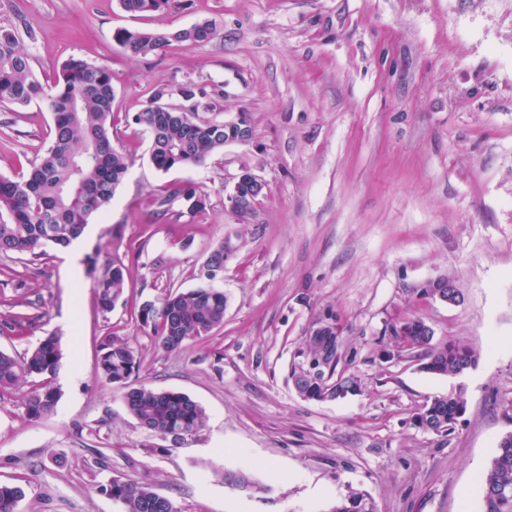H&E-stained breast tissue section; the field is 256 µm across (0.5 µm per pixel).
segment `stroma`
Returning a JSON list of instances; mask_svg holds the SVG:
<instances>
[{
	"mask_svg": "<svg viewBox=\"0 0 512 512\" xmlns=\"http://www.w3.org/2000/svg\"><path fill=\"white\" fill-rule=\"evenodd\" d=\"M207 44L133 55L118 29L186 28ZM33 71L53 85L65 60L108 65L114 143L132 165L110 204L37 261L0 255V351L23 358L61 340L55 412L29 420V383L0 394V482L26 490L18 512H122L98 490L154 485L178 512H330L362 496L374 512H482L477 480L512 433V0H173L145 15L119 0H0ZM34 38H27V31ZM193 84L245 113L244 144L202 166L150 161L134 121L161 86ZM47 99L0 105V176H27L51 144ZM267 184L247 221L225 197L242 168ZM194 186L206 207L159 198ZM224 323L178 350L160 347L141 305L199 286L221 241ZM118 257L127 285L96 306L89 259ZM461 296L427 295L440 279ZM420 317L434 344L478 355L459 378L421 370L391 327ZM336 324L337 373L357 392L309 400L292 370L314 330ZM129 339L132 385L187 394L204 429L173 442L142 428L99 370L106 336ZM463 392L453 432L420 427L431 400ZM252 488L225 487L221 471Z\"/></svg>",
	"mask_w": 512,
	"mask_h": 512,
	"instance_id": "stroma-1",
	"label": "stroma"
}]
</instances>
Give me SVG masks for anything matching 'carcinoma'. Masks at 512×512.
Instances as JSON below:
<instances>
[{
    "mask_svg": "<svg viewBox=\"0 0 512 512\" xmlns=\"http://www.w3.org/2000/svg\"><path fill=\"white\" fill-rule=\"evenodd\" d=\"M132 14L159 11L170 0H121ZM215 34L213 23L205 21L175 32L127 30L115 33V42L137 54L148 55L171 42L201 45ZM48 97L53 114L52 141L29 176L13 180L0 176V255L34 253L46 243L66 248L84 232L90 216L110 203L115 189L129 168V155L113 143L112 105L115 98L112 73L104 65L71 57L61 74L45 91L36 78L30 55L19 47L15 27L0 25V104L24 105ZM177 96L181 105L165 99ZM215 109L206 93L192 84L159 87L150 106L135 116L136 123L151 134L150 160L163 172L172 168L201 165L220 153L229 137L224 123L199 116ZM179 199L191 212L205 209L206 198L189 186L172 188L157 200L165 208ZM97 306L104 314L112 311L126 285L125 266L114 260L89 270ZM204 285L183 292H170L158 302H146L140 309L143 327L151 330L165 350L181 348L224 323V292L213 286V275L201 268ZM325 336L309 340L308 366L293 371L295 388L312 400L338 397L359 388L353 374L335 375L339 338L333 325L320 327ZM391 331L410 349L422 351V369L440 376L458 378L476 366L477 354L459 342L432 345V330L420 319H411ZM62 359L60 340L44 339L26 358L18 360L0 351V392L15 388L22 378L35 379V387L25 397L26 415L37 421L52 414L59 400L53 385ZM102 378L125 389L127 409L138 423L154 433L182 439L200 432L206 425L202 407L188 395L158 391L145 385L131 386L128 380L139 369L130 342L109 336L102 344L99 360ZM462 393L437 398L418 414L419 424L433 432L454 428L465 413ZM483 512H512V435L501 439L484 473L478 479ZM99 492L122 503L125 512H177L167 497L151 484L111 478L99 485ZM25 497L23 486L0 484V512H16ZM331 512H373L360 496L351 497Z\"/></svg>",
    "mask_w": 512,
    "mask_h": 512,
    "instance_id": "1",
    "label": "carcinoma"
}]
</instances>
